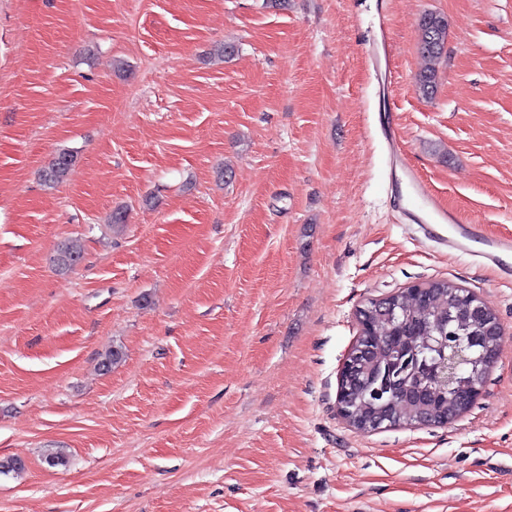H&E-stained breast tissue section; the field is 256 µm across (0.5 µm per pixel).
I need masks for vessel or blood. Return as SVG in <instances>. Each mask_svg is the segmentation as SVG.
<instances>
[{
	"instance_id": "b4317fda",
	"label": "vessel or blood",
	"mask_w": 512,
	"mask_h": 512,
	"mask_svg": "<svg viewBox=\"0 0 512 512\" xmlns=\"http://www.w3.org/2000/svg\"><path fill=\"white\" fill-rule=\"evenodd\" d=\"M414 193L433 223L435 243L447 249L449 255L469 252L471 245H478V263L497 269L512 277V236L490 235L484 225L461 217L444 207L414 169H407Z\"/></svg>"
}]
</instances>
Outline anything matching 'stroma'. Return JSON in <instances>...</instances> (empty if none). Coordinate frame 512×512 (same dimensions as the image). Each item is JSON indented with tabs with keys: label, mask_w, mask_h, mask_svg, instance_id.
Here are the masks:
<instances>
[{
	"label": "stroma",
	"mask_w": 512,
	"mask_h": 512,
	"mask_svg": "<svg viewBox=\"0 0 512 512\" xmlns=\"http://www.w3.org/2000/svg\"><path fill=\"white\" fill-rule=\"evenodd\" d=\"M401 161L512 234V0H0V512H512V280L409 222ZM441 279L501 324L480 397L356 432L358 308ZM448 40V19L441 14L426 13L419 23L418 48L430 61L441 58ZM74 162V155L68 150H63L56 155L47 168L41 171V178L47 185L60 183L67 175ZM83 249L78 240H68L58 247L53 259L54 266L59 272L76 267L82 260Z\"/></svg>",
	"instance_id": "stroma-1"
}]
</instances>
